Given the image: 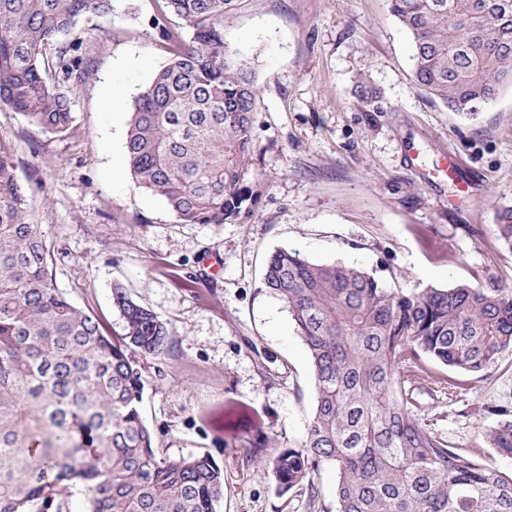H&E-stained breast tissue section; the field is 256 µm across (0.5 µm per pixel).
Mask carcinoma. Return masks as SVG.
Here are the masks:
<instances>
[{
    "mask_svg": "<svg viewBox=\"0 0 512 512\" xmlns=\"http://www.w3.org/2000/svg\"><path fill=\"white\" fill-rule=\"evenodd\" d=\"M234 0H160L189 36L160 29L171 54L137 96L125 154L136 185L160 196L179 224H228L253 198L256 89L248 63L224 44ZM412 39L414 77L454 112L474 114L512 86V0H389ZM112 0H0V105L48 135L72 123L59 82L89 69L71 56L81 17ZM512 251V207L496 214ZM54 247L33 223L0 138V512H216L224 470L207 453L161 456L140 411L135 355L168 350L171 332L120 286L122 337L53 279ZM264 285L288 308L307 348L315 402L306 437L267 462L285 492L324 465L338 473L336 512H512V475L452 448L414 414L420 381L457 386L425 359L481 373L512 349V290L490 283L405 294L373 274L276 250ZM486 437L512 458V407H488Z\"/></svg>",
    "mask_w": 512,
    "mask_h": 512,
    "instance_id": "obj_1",
    "label": "carcinoma"
}]
</instances>
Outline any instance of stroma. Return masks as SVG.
I'll return each instance as SVG.
<instances>
[{"mask_svg":"<svg viewBox=\"0 0 512 512\" xmlns=\"http://www.w3.org/2000/svg\"><path fill=\"white\" fill-rule=\"evenodd\" d=\"M158 13L157 0H112L110 12L83 17L90 76L70 88V130L46 135L0 106V137L54 246L58 288L106 334L122 326L117 284L170 327L167 353L137 358L141 413L161 453L214 457L224 469L217 512H336L332 466L314 474V499L312 483L279 493L246 454L260 435L269 458L299 446L314 402L307 349L263 266L288 247L406 293L491 280L512 289V251L495 235L498 209L512 206V88L476 116L449 110L415 81L388 0H236L224 42L257 88L253 201L232 224H179L135 185L124 150L136 97L170 60ZM448 154L469 194L443 172ZM437 372L458 395L423 383L417 417L512 473L485 437L487 407L512 402V349L477 375Z\"/></svg>","mask_w":512,"mask_h":512,"instance_id":"stroma-1","label":"stroma"}]
</instances>
